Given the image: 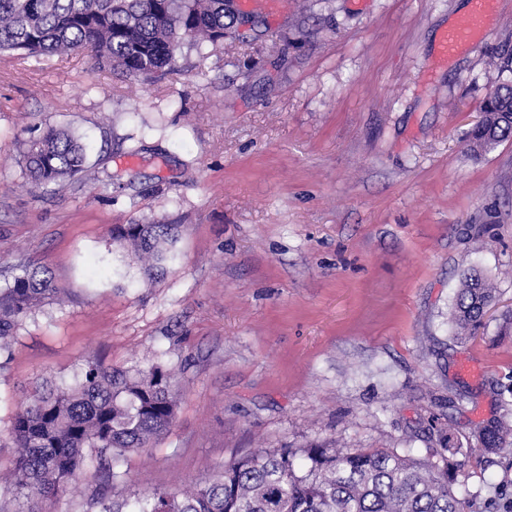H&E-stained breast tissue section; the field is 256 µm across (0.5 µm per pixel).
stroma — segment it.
<instances>
[{
  "mask_svg": "<svg viewBox=\"0 0 512 512\" xmlns=\"http://www.w3.org/2000/svg\"><path fill=\"white\" fill-rule=\"evenodd\" d=\"M268 29L134 80L80 56L0 54V288L47 270L61 300L0 357V474L15 412L42 380L93 359L155 363L176 381L170 431L122 457L117 493L192 484L260 448L325 442L425 457L462 447L512 389V140L476 158L464 136L503 75L512 0L488 39L436 58L461 0H248ZM48 126L87 145L83 172L32 181ZM142 143L132 153L133 143ZM178 224L176 258L147 282L110 235ZM496 303L451 336L463 273ZM465 512H512V453L464 458ZM89 465L46 512H98Z\"/></svg>",
  "mask_w": 512,
  "mask_h": 512,
  "instance_id": "stroma-1",
  "label": "stroma"
}]
</instances>
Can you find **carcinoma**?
Wrapping results in <instances>:
<instances>
[{
    "label": "carcinoma",
    "mask_w": 512,
    "mask_h": 512,
    "mask_svg": "<svg viewBox=\"0 0 512 512\" xmlns=\"http://www.w3.org/2000/svg\"><path fill=\"white\" fill-rule=\"evenodd\" d=\"M253 16L229 0H0V52L22 56L86 53L129 77H159L173 71L182 45L216 44ZM484 118L468 134L475 157L512 139V82L501 83L483 104ZM86 146L71 131L49 127L32 142L25 172L38 183L72 178L83 170ZM177 224H115L112 240L150 260L152 278L175 259ZM44 271L22 267L0 289V352L21 322L56 299ZM496 290L477 269L460 280L448 323L462 339L480 325ZM177 407L172 373L160 364L143 370L88 361L73 383L35 386L12 425L16 498H54L76 481L91 457L112 482V462L150 447L172 426ZM431 458L386 448H261L225 463L190 488L159 490L151 497H97L100 512H464L453 483L450 458L466 455L446 433ZM487 451L512 447V424L494 418L480 427Z\"/></svg>",
    "instance_id": "obj_1"
}]
</instances>
